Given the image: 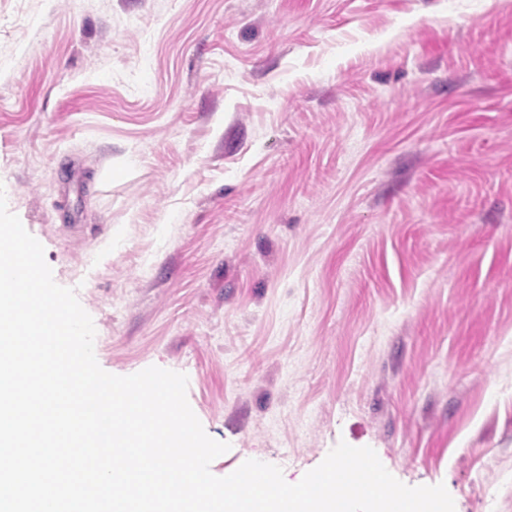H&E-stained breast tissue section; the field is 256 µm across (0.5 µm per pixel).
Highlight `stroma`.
I'll return each instance as SVG.
<instances>
[{
    "instance_id": "1",
    "label": "stroma",
    "mask_w": 512,
    "mask_h": 512,
    "mask_svg": "<svg viewBox=\"0 0 512 512\" xmlns=\"http://www.w3.org/2000/svg\"><path fill=\"white\" fill-rule=\"evenodd\" d=\"M0 187L214 475L512 512V0H0Z\"/></svg>"
}]
</instances>
